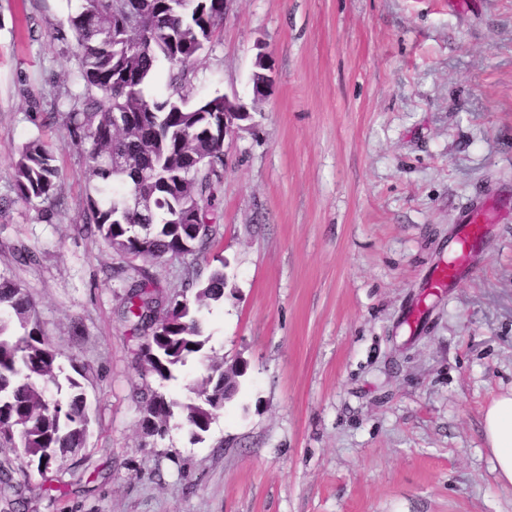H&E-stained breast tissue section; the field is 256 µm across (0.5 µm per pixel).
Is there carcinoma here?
<instances>
[{
  "instance_id": "obj_1",
  "label": "carcinoma",
  "mask_w": 512,
  "mask_h": 512,
  "mask_svg": "<svg viewBox=\"0 0 512 512\" xmlns=\"http://www.w3.org/2000/svg\"><path fill=\"white\" fill-rule=\"evenodd\" d=\"M136 10V31L114 12L113 0H83L70 16L83 90L65 120L71 137L84 146L92 191L81 229L102 238L118 256L143 262L119 315L144 338V373L163 382L203 349L198 314L224 300V260L213 252L219 243L224 145L212 136L224 122V96L184 106L191 66L219 31L214 18L224 15V0H196L191 12L182 10L180 0H138ZM161 58L172 70L170 94L159 102L147 98L144 85ZM195 164L196 174L185 179L183 169ZM11 167L17 198L58 205L61 172L48 145L27 142ZM134 188L147 205L126 203ZM185 252L216 265L205 276L194 267L187 270L179 297L166 298L149 266ZM190 393L191 402L181 403L150 390L142 403L162 426L180 410L200 440L224 409V367L210 366ZM89 423L82 384L65 373L44 338L30 294L1 273L0 448L11 449L27 468L61 467L85 447ZM15 474L11 464L0 463V496L19 501L25 483Z\"/></svg>"
}]
</instances>
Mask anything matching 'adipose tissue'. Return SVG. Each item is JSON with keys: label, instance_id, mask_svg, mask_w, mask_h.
I'll return each mask as SVG.
<instances>
[{"label": "adipose tissue", "instance_id": "adipose-tissue-1", "mask_svg": "<svg viewBox=\"0 0 512 512\" xmlns=\"http://www.w3.org/2000/svg\"><path fill=\"white\" fill-rule=\"evenodd\" d=\"M483 432L497 481L512 487V391L500 395L485 409Z\"/></svg>", "mask_w": 512, "mask_h": 512}]
</instances>
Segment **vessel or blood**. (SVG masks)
<instances>
[{
	"instance_id": "1",
	"label": "vessel or blood",
	"mask_w": 512,
	"mask_h": 512,
	"mask_svg": "<svg viewBox=\"0 0 512 512\" xmlns=\"http://www.w3.org/2000/svg\"><path fill=\"white\" fill-rule=\"evenodd\" d=\"M487 206L472 201L463 208L459 222L461 230L455 239L453 255L447 264L433 273L431 285L435 288H453L470 272L477 246L484 237Z\"/></svg>"
}]
</instances>
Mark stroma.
Returning <instances> with one entry per match:
<instances>
[{
  "label": "stroma",
  "mask_w": 512,
  "mask_h": 512,
  "mask_svg": "<svg viewBox=\"0 0 512 512\" xmlns=\"http://www.w3.org/2000/svg\"><path fill=\"white\" fill-rule=\"evenodd\" d=\"M80 4L0 0V273L76 360L91 416L19 512H512L481 433L512 389V0H229L187 90L250 106L224 142V299L165 383L115 314L136 271L78 224L84 150L48 118L82 91ZM37 137L63 170L52 214L12 187ZM478 196L473 272L429 287ZM211 356L245 370L202 440L178 417L149 435L141 393L185 400Z\"/></svg>",
  "instance_id": "35a3bbf8"
}]
</instances>
